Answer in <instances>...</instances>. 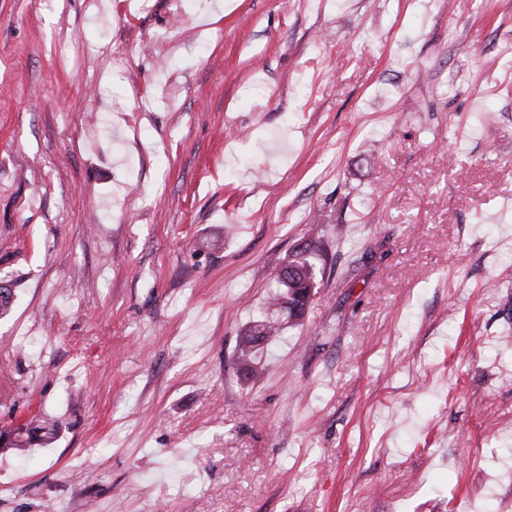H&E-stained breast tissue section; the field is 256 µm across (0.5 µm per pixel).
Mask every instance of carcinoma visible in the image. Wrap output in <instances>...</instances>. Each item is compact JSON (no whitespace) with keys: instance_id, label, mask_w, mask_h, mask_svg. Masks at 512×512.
<instances>
[{"instance_id":"carcinoma-1","label":"carcinoma","mask_w":512,"mask_h":512,"mask_svg":"<svg viewBox=\"0 0 512 512\" xmlns=\"http://www.w3.org/2000/svg\"><path fill=\"white\" fill-rule=\"evenodd\" d=\"M323 251L320 242L308 238L303 246L297 247L288 256L274 280V294L269 298L264 312L241 336V353L247 356L254 349L280 336L284 326L300 324L315 294L310 288L320 283L323 277ZM55 435V423L43 421L37 425L29 424L15 431L0 432V446L15 448L39 444L52 439Z\"/></svg>"}]
</instances>
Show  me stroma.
<instances>
[{
    "mask_svg": "<svg viewBox=\"0 0 512 512\" xmlns=\"http://www.w3.org/2000/svg\"><path fill=\"white\" fill-rule=\"evenodd\" d=\"M137 2L0 0V512H512V0ZM302 244V247L297 246L288 256V261L277 274L273 287L276 288L275 292L269 298L264 312L241 336L243 358L279 337L285 324H288L287 327L300 324L318 293L324 273V264H319L323 260L320 241L308 238ZM310 288H315V291L311 293ZM54 435V422L41 421V423L38 425L30 423L25 428L20 427L17 430L11 432H8L7 430H1L0 447L2 448L3 444L13 446V448L26 447V445L32 444H41V442L44 443L52 439Z\"/></svg>",
    "mask_w": 512,
    "mask_h": 512,
    "instance_id": "1",
    "label": "stroma"
}]
</instances>
